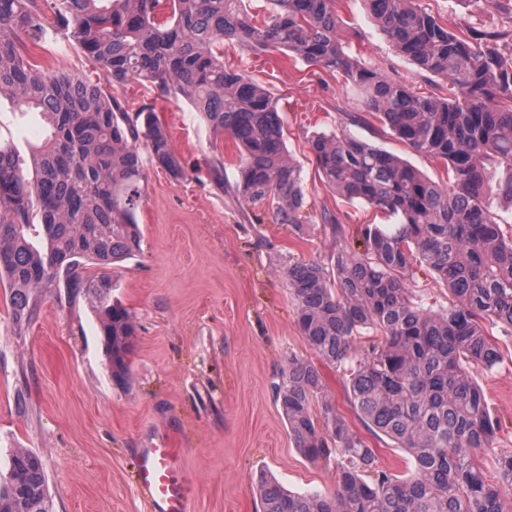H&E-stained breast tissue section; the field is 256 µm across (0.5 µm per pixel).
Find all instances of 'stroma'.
Listing matches in <instances>:
<instances>
[{
    "label": "stroma",
    "instance_id": "obj_1",
    "mask_svg": "<svg viewBox=\"0 0 512 512\" xmlns=\"http://www.w3.org/2000/svg\"><path fill=\"white\" fill-rule=\"evenodd\" d=\"M418 3L458 35L475 26L512 37V13L492 0ZM336 12L351 55L419 91L447 94L446 80L418 73L395 51L362 0H336ZM26 51L43 70L103 79L64 31ZM224 65L276 103L286 149L303 170L313 221L291 231L275 223L268 207L248 204L235 190V142L215 133L183 96L160 95L147 83L107 89L122 111L155 109L186 174L172 179L145 160L142 251L112 272V297L132 312L137 327L125 386L112 382L98 322L84 298L49 289L19 331L0 293V464L10 449L36 452L54 512H147L132 476L138 448L158 441L183 451L195 484L190 512H261L257 480L264 474L300 494L336 487L333 467L309 462L294 448L276 401L285 356L315 358L295 322L284 271L335 257L336 240L317 220L322 208L342 213L353 227L376 216L322 186L308 140L344 129L433 180L445 181V170L364 112L341 79L287 51L259 53L228 41ZM43 131L40 113L0 96V139L25 156ZM218 163L224 167L220 187L207 175ZM471 374L500 423L484 453L490 459L512 449V356Z\"/></svg>",
    "mask_w": 512,
    "mask_h": 512
}]
</instances>
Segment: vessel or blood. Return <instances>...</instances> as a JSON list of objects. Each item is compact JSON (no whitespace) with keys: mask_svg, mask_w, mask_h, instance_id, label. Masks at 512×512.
<instances>
[{"mask_svg":"<svg viewBox=\"0 0 512 512\" xmlns=\"http://www.w3.org/2000/svg\"><path fill=\"white\" fill-rule=\"evenodd\" d=\"M135 485L150 512H189L192 483L182 461V451L167 445L139 449Z\"/></svg>","mask_w":512,"mask_h":512,"instance_id":"1","label":"vessel or blood"}]
</instances>
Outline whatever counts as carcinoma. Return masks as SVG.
<instances>
[{
    "instance_id": "cac0c4a2",
    "label": "carcinoma",
    "mask_w": 512,
    "mask_h": 512,
    "mask_svg": "<svg viewBox=\"0 0 512 512\" xmlns=\"http://www.w3.org/2000/svg\"><path fill=\"white\" fill-rule=\"evenodd\" d=\"M31 0H0V93L42 114L41 143L24 158L0 140V285L21 329L38 298L60 286L97 316L112 382L127 381L137 333L112 300V269L141 251L137 212L142 151L179 180L185 169L156 113L132 119L100 84L49 73L24 58L25 40L50 30ZM395 50L419 71L448 81V96L418 92L351 56L340 38L336 0H271L256 24L244 0H53L55 23L97 62L112 87L149 82L175 91L214 131L242 149L237 190L269 204L275 223H309L302 167L286 154L268 92L224 66L216 52L234 40L257 52L285 49L344 79L392 135L446 167L431 180L404 159L345 130L308 141L323 185L395 219L363 224L362 249L342 241L341 217L321 213L336 237L331 264L284 271L296 322L311 350L348 373V404L366 429L404 449L403 475L378 465L376 449L324 393L317 366L285 358L276 400L294 448L334 465L332 493L299 494L259 481L262 512H512V450L492 459L498 422L470 368L502 360L512 338V232L494 201L512 207V49L502 33L473 27L463 39L414 0H364ZM92 264L96 271L86 273ZM425 265L449 294L426 302L414 269ZM500 328L501 336L488 327ZM374 336L364 350L354 339ZM0 512H52L41 458L17 449L0 471Z\"/></svg>"
}]
</instances>
